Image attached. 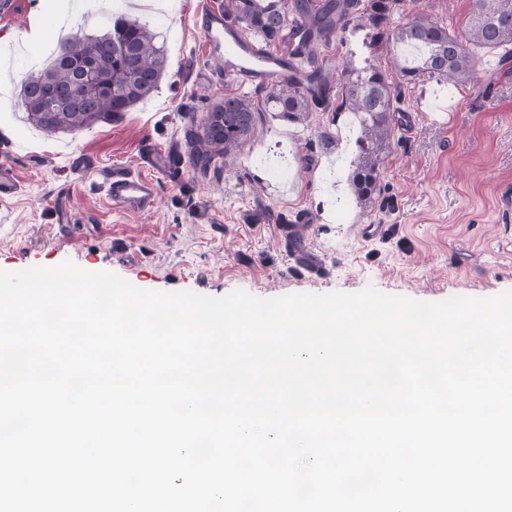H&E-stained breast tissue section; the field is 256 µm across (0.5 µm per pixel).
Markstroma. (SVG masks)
<instances>
[{"label": "stroma", "instance_id": "obj_1", "mask_svg": "<svg viewBox=\"0 0 512 512\" xmlns=\"http://www.w3.org/2000/svg\"><path fill=\"white\" fill-rule=\"evenodd\" d=\"M0 9V165L20 182L0 200V270L71 261L113 272L137 288L261 298L355 293L367 286L424 302L489 297L512 289V57L481 53L474 81L429 79L402 87L398 126L380 169V189L361 208L348 177L357 155L350 112L327 109L311 122L264 113L229 170L201 174L184 163L158 172V199L129 213L104 184L115 167L139 170L149 143L185 151L190 122L209 103L239 92L206 51L204 7L224 0H112L164 42L168 72L146 103L121 118L46 134L19 106V81L36 54L57 51L64 32L28 39L44 0ZM366 30L340 33L319 55L329 66L364 59ZM305 246L319 275L301 269Z\"/></svg>", "mask_w": 512, "mask_h": 512}]
</instances>
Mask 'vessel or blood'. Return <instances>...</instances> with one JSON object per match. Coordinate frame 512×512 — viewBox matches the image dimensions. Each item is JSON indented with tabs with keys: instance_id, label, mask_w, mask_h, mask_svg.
Listing matches in <instances>:
<instances>
[{
	"instance_id": "obj_1",
	"label": "vessel or blood",
	"mask_w": 512,
	"mask_h": 512,
	"mask_svg": "<svg viewBox=\"0 0 512 512\" xmlns=\"http://www.w3.org/2000/svg\"><path fill=\"white\" fill-rule=\"evenodd\" d=\"M203 35L211 56L223 57L225 75L241 85L256 87L275 79L296 77L301 72L291 54L259 47L221 11H207ZM141 161L143 171L116 168L106 176L109 200L127 212H140L153 206L157 183L152 170H170L180 163L176 155L151 145L144 146Z\"/></svg>"
}]
</instances>
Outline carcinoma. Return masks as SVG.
Listing matches in <instances>:
<instances>
[{
	"label": "carcinoma",
	"instance_id": "1",
	"mask_svg": "<svg viewBox=\"0 0 512 512\" xmlns=\"http://www.w3.org/2000/svg\"><path fill=\"white\" fill-rule=\"evenodd\" d=\"M400 2L224 0V16L244 32L261 36L265 44L297 39L295 55L307 66L298 80L268 85L261 105L234 93L211 102L188 136L192 166L204 173L230 166L253 134L262 110L305 123L328 103L334 88L341 96L338 108L359 118L358 158L349 185L357 203L369 207L383 154L395 136L398 88L431 78L465 84L473 78L476 51L512 45V0H473L459 34L419 9L404 23H392ZM350 26L376 31L392 53L390 68H381L369 57L361 64L345 59L338 71L318 62L319 49ZM71 58L96 64L100 82L112 84L111 95L57 105L59 94L77 79ZM166 72L167 51L156 34L139 21L119 15L99 34H71L50 64L22 81L20 104L28 122L45 133L75 131L123 116L151 97Z\"/></svg>",
	"mask_w": 512,
	"mask_h": 512
}]
</instances>
